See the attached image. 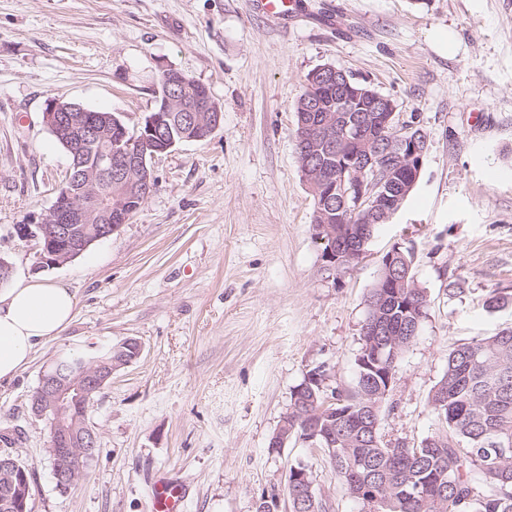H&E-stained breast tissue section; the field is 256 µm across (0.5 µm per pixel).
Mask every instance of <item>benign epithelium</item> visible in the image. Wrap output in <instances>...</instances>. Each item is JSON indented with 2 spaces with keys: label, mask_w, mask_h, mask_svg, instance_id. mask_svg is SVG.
<instances>
[{
  "label": "benign epithelium",
  "mask_w": 512,
  "mask_h": 512,
  "mask_svg": "<svg viewBox=\"0 0 512 512\" xmlns=\"http://www.w3.org/2000/svg\"><path fill=\"white\" fill-rule=\"evenodd\" d=\"M320 73L331 77L336 85V97L342 104V112H361L368 103L375 112H383L386 120L396 113L391 98L368 88L354 86L345 70L333 65L317 68ZM188 79L178 73H165L162 80L165 111L153 112L139 130L138 147L127 153L123 150L112 153V123H100L88 115L83 107L51 98L43 112V122L51 134L59 139L73 158L65 185L60 189L52 208L41 218L39 239V264L42 267L60 265L75 258L94 242L112 235L121 228L113 218L126 216L128 202L132 195L150 191L151 169L146 157H155L176 145L168 136L170 122L175 109L181 106L180 88ZM183 121L196 125H220L221 112L214 110L210 93H205L198 107L179 115ZM365 126L358 128L359 138L356 153L342 161L343 175L336 177V184L329 193L342 195L343 206L353 203V213L371 214L384 210L382 172L388 167L387 159L401 162L412 172L409 187H414L420 175L423 154L427 145L425 139L409 138L400 134L390 136L382 142L383 149L370 151L366 143ZM99 146L102 156L96 165L79 162L86 148ZM116 178L124 185L115 195H107L100 205L89 204L88 198L97 193L105 180ZM370 339L357 357V363L374 372L387 371L388 381H393V368L388 362L395 360L396 349L384 361L383 347L377 345L376 337L381 335L383 324L379 316L368 318ZM142 353L141 343L128 338L108 348V351L90 363L82 364L79 374L65 373L61 367L43 371L39 386L32 397L33 412L39 416L51 411L54 416L49 430L48 447L51 454L58 488H70L77 474L84 472L95 457L97 434L90 428L77 425L75 408L88 402L99 393L112 378V374L136 361ZM294 429L283 418L273 434L270 447L280 448L293 438ZM291 499L295 510L316 508L317 493L310 472L306 466L292 468L290 479Z\"/></svg>",
  "instance_id": "7a95c632"
}]
</instances>
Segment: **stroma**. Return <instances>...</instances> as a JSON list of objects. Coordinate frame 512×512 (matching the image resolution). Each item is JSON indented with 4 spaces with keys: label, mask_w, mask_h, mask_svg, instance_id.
Instances as JSON below:
<instances>
[{
    "label": "stroma",
    "mask_w": 512,
    "mask_h": 512,
    "mask_svg": "<svg viewBox=\"0 0 512 512\" xmlns=\"http://www.w3.org/2000/svg\"><path fill=\"white\" fill-rule=\"evenodd\" d=\"M349 71L420 128L427 152L407 199L343 275L323 268L295 152L307 73ZM174 68L223 111L206 139L150 162L155 192L75 259L37 267L22 235L46 214L69 157L42 121L49 98L139 129ZM411 249L427 316L396 367L379 431L419 447L437 428L428 396L454 345L512 329V0H305L279 24L253 0H0V258L13 277L66 284L70 326L0 385V430L32 473L31 512H148L161 475L184 512H289V470L308 465L326 512H361L325 455L270 447L291 393L324 367L357 380L366 300L382 257ZM466 291L448 298V281ZM504 305L487 310L489 294ZM134 338L88 414L98 453L56 485L49 430L29 398L61 349Z\"/></svg>",
    "instance_id": "35a3bbf8"
}]
</instances>
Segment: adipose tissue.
I'll use <instances>...</instances> for the list:
<instances>
[{
	"label": "adipose tissue",
	"mask_w": 512,
	"mask_h": 512,
	"mask_svg": "<svg viewBox=\"0 0 512 512\" xmlns=\"http://www.w3.org/2000/svg\"><path fill=\"white\" fill-rule=\"evenodd\" d=\"M75 307L70 288L46 280L22 278L0 292V382L14 379L39 345L59 337Z\"/></svg>",
	"instance_id": "1"
}]
</instances>
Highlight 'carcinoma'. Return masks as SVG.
Here are the masks:
<instances>
[{
  "label": "carcinoma",
  "mask_w": 512,
  "mask_h": 512,
  "mask_svg": "<svg viewBox=\"0 0 512 512\" xmlns=\"http://www.w3.org/2000/svg\"><path fill=\"white\" fill-rule=\"evenodd\" d=\"M305 82L294 106L297 133L300 122L320 116L308 111L309 87L316 88L323 110L336 107V91L322 75L310 72ZM306 158L327 176L339 172L334 152H311ZM407 185L402 168L387 190V202L401 207L410 194ZM312 198L313 238L321 253H340L342 262L334 272L342 275L358 263L355 252L389 218L381 212L367 223L354 222L341 209V199L329 200L322 193ZM391 276L388 284L376 280L370 297L380 302L385 335L399 338L400 356L426 318L428 296L416 282L410 254H402ZM381 384L377 375L362 377L359 367L355 386L339 392L332 412L317 415L322 401L313 379L300 383L298 397L290 402L299 419L294 434L305 436L307 420L336 431L341 442L327 458L347 492L384 487L377 500L354 496L363 512H512V330L473 338L448 351L445 371L429 398L438 430L417 448H392L380 433H372L367 408ZM21 481V475L0 469V512H22L17 503H30L31 485Z\"/></svg>",
  "instance_id": "obj_1"
}]
</instances>
